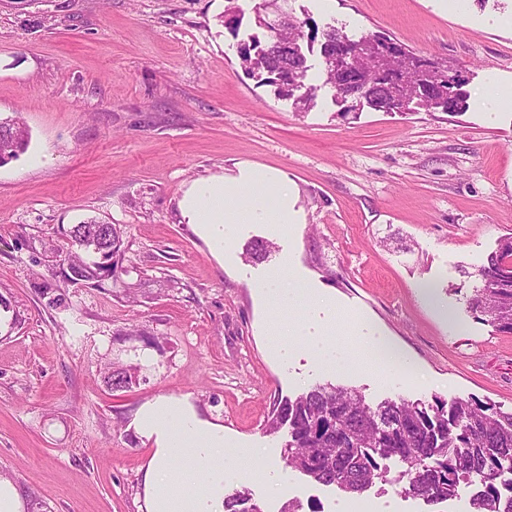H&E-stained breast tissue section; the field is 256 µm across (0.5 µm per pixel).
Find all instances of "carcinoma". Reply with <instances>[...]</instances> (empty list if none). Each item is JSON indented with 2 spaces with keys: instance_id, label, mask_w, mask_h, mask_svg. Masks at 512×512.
<instances>
[{
  "instance_id": "carcinoma-1",
  "label": "carcinoma",
  "mask_w": 512,
  "mask_h": 512,
  "mask_svg": "<svg viewBox=\"0 0 512 512\" xmlns=\"http://www.w3.org/2000/svg\"><path fill=\"white\" fill-rule=\"evenodd\" d=\"M296 15L265 44L240 48L242 64L271 76L279 94L294 99L298 109L308 106L315 87H304L308 66L304 45L320 42L326 60L338 54L355 57L351 71L326 72V83L354 82L365 87L370 107L403 111L413 99L424 106L454 114L465 107L460 71L423 58L400 44L378 36L372 41L339 42L334 30L318 31L307 24L303 34L294 25ZM257 49V57L251 49ZM305 92L299 96L295 92ZM29 133L20 120L0 119V165L26 151ZM65 236L68 247L53 245L54 257L67 266L62 282L100 287L123 271V231L116 224L96 221L75 224ZM480 281L473 289L469 308L485 317L499 331L512 333V236L500 240L485 263L466 272ZM136 381L128 370L115 367L109 376L113 390L129 388ZM288 425L286 466L310 481L333 486L345 494H359L386 480L381 461L395 459L405 466V493L428 504L460 495L464 484L477 481L478 494L470 497L469 512H512V497L499 492L497 479L512 471V410L503 411L478 400L440 398L433 404L405 398L372 407L358 389L316 386L275 406L266 431L275 434ZM250 501L245 490L224 499V512H246Z\"/></svg>"
}]
</instances>
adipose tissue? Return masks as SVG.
I'll return each instance as SVG.
<instances>
[{
  "instance_id": "1",
  "label": "adipose tissue",
  "mask_w": 512,
  "mask_h": 512,
  "mask_svg": "<svg viewBox=\"0 0 512 512\" xmlns=\"http://www.w3.org/2000/svg\"><path fill=\"white\" fill-rule=\"evenodd\" d=\"M178 206L185 222L195 227L219 260L242 225L266 224L276 236L283 225L296 221L287 176L254 165L241 167L235 175L193 181ZM253 290L276 318L269 328L275 360L287 361L302 349L326 370L351 364L352 352L337 349L331 341L336 333L335 304L299 274L292 256H285ZM354 334L366 350L367 371L383 378L412 371L409 356L366 322L355 320ZM135 423L156 443L144 474L145 512H224L225 490L240 488L253 478L258 449L228 448L223 426L199 418L183 399L157 398L138 411ZM185 457L193 469L204 471V482L175 468V461Z\"/></svg>"
}]
</instances>
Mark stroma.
I'll return each instance as SVG.
<instances>
[{"label":"stroma","mask_w":512,"mask_h":512,"mask_svg":"<svg viewBox=\"0 0 512 512\" xmlns=\"http://www.w3.org/2000/svg\"><path fill=\"white\" fill-rule=\"evenodd\" d=\"M262 0H38L0 8V118L20 116L27 150L0 166V474L23 512H140L154 440L139 408L182 398L223 425L229 444L263 455L251 481L261 512H426L403 489V467L349 496L289 471L287 430L264 429L275 402L319 384L361 389L368 402L475 399L512 409V333L473 313L472 267L512 234V103L488 123L475 99L512 85V0H289L319 29L381 33L462 71L457 114L348 109L307 55L308 108L245 71L241 46L264 40ZM238 19L224 25L225 9ZM286 173L301 221L272 241L244 225L217 262L181 221L195 180L239 165ZM96 220L124 231V272L102 287L68 286L64 307L45 284L62 265L45 248L63 227ZM265 258L246 261L251 245ZM292 252L300 272L336 298V341L360 314L412 359L380 380L326 371L304 352L274 361L252 281ZM434 285L438 306L417 286ZM138 287L126 298L124 285ZM134 368L115 391L112 368Z\"/></svg>","instance_id":"35a3bbf8"}]
</instances>
